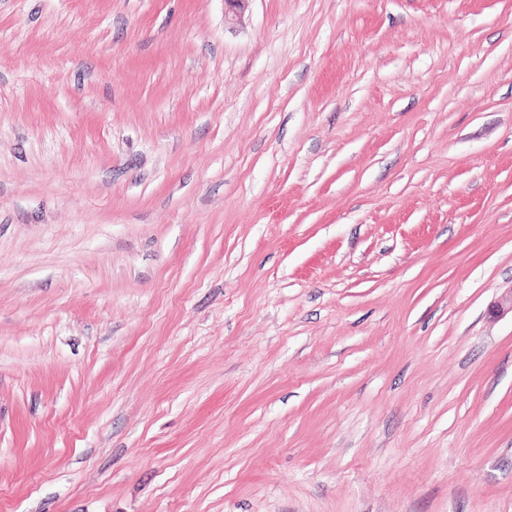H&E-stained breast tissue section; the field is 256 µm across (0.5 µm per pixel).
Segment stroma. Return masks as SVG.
<instances>
[{
  "label": "stroma",
  "mask_w": 512,
  "mask_h": 512,
  "mask_svg": "<svg viewBox=\"0 0 512 512\" xmlns=\"http://www.w3.org/2000/svg\"><path fill=\"white\" fill-rule=\"evenodd\" d=\"M512 0H0V512H512Z\"/></svg>",
  "instance_id": "stroma-1"
}]
</instances>
